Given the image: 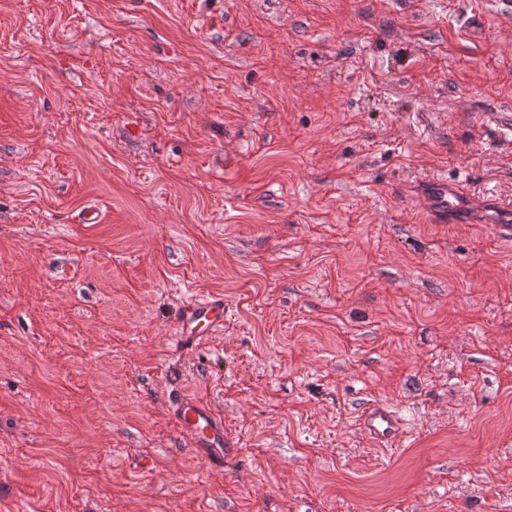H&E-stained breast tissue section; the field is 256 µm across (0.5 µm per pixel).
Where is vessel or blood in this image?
I'll use <instances>...</instances> for the list:
<instances>
[{"instance_id":"vessel-or-blood-1","label":"vessel or blood","mask_w":512,"mask_h":512,"mask_svg":"<svg viewBox=\"0 0 512 512\" xmlns=\"http://www.w3.org/2000/svg\"><path fill=\"white\" fill-rule=\"evenodd\" d=\"M416 197L433 223L457 224L464 217L461 183L426 179L417 183ZM223 325V297L191 300L179 313L176 344L187 350L195 349ZM171 414L195 454L212 471H223L224 459L232 453L235 444L225 434L222 418L207 403L189 395L179 396L172 403ZM361 426L370 439L384 446L395 439L400 421L391 408L374 405L364 412Z\"/></svg>"}]
</instances>
